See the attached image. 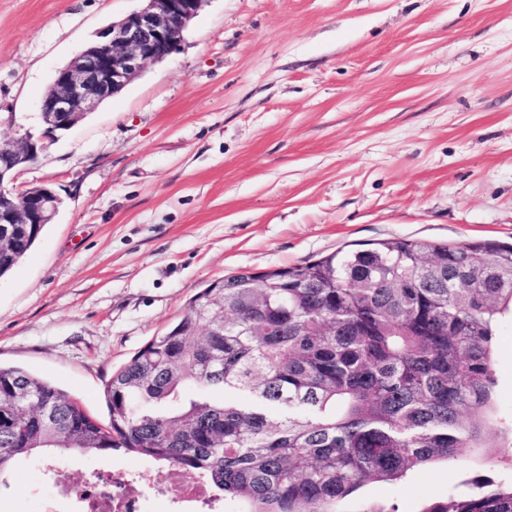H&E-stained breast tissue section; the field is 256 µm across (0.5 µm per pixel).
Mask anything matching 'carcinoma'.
<instances>
[{
    "label": "carcinoma",
    "instance_id": "obj_1",
    "mask_svg": "<svg viewBox=\"0 0 512 512\" xmlns=\"http://www.w3.org/2000/svg\"><path fill=\"white\" fill-rule=\"evenodd\" d=\"M42 224L16 229L0 277ZM512 246L405 238L206 287L112 374L109 425L48 379L0 366V479L63 448L138 454L204 475L239 512H346L371 483L485 455ZM224 389L212 403L204 392ZM423 512H512V482L476 477Z\"/></svg>",
    "mask_w": 512,
    "mask_h": 512
}]
</instances>
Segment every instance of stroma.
<instances>
[{"instance_id":"1","label":"stroma","mask_w":512,"mask_h":512,"mask_svg":"<svg viewBox=\"0 0 512 512\" xmlns=\"http://www.w3.org/2000/svg\"><path fill=\"white\" fill-rule=\"evenodd\" d=\"M138 0H0V146L41 134L55 72ZM53 224L0 278V365L52 381L100 423L114 371L211 282L392 238L512 244V0H205L147 64L17 179ZM512 419V323L496 346ZM134 454L67 453L89 469ZM512 475V439L366 497L423 512L466 476ZM0 512H70L42 461L0 480Z\"/></svg>"}]
</instances>
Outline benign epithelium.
Instances as JSON below:
<instances>
[{"mask_svg": "<svg viewBox=\"0 0 512 512\" xmlns=\"http://www.w3.org/2000/svg\"><path fill=\"white\" fill-rule=\"evenodd\" d=\"M141 6L95 33L94 39L60 68L40 103L44 133L19 137L0 154L12 163L0 167V248H8L18 224H51L60 198L44 186L15 185L20 164L33 162L41 142L67 131L108 98L121 92L149 62L176 51L183 31L204 0H140Z\"/></svg>", "mask_w": 512, "mask_h": 512, "instance_id": "1", "label": "benign epithelium"}]
</instances>
